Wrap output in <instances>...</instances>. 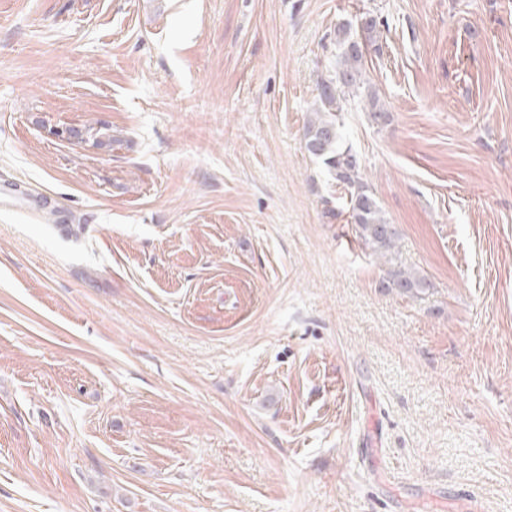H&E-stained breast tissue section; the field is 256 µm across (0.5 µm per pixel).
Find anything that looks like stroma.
<instances>
[{
  "label": "stroma",
  "instance_id": "1",
  "mask_svg": "<svg viewBox=\"0 0 512 512\" xmlns=\"http://www.w3.org/2000/svg\"><path fill=\"white\" fill-rule=\"evenodd\" d=\"M3 182L0 512H512V0H0ZM376 20H361V37L343 25L336 30V66L333 74L319 83V107L315 118L305 128L307 151L319 159L336 187L345 192L347 207L359 237L375 252L385 255L395 246L396 230L388 224L363 178L362 164L357 153L343 135L337 113L355 98L364 102L376 121L385 118L386 111L376 95L364 86L363 64L368 46H374ZM362 97V98H361ZM427 282L413 274L401 270L391 269L387 273V287L394 288L402 294L419 295L426 288Z\"/></svg>",
  "mask_w": 512,
  "mask_h": 512
}]
</instances>
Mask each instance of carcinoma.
<instances>
[{
    "label": "carcinoma",
    "mask_w": 512,
    "mask_h": 512,
    "mask_svg": "<svg viewBox=\"0 0 512 512\" xmlns=\"http://www.w3.org/2000/svg\"><path fill=\"white\" fill-rule=\"evenodd\" d=\"M376 20H361V37L354 36L343 25L336 30V66L333 74L319 83V107L315 118L305 128L307 151L319 159L336 187L345 192L351 220L356 224L359 237L374 251L383 255L395 246L396 230L388 224L363 178L362 164L357 153L343 135L337 113L355 98L364 102L363 108L377 121L385 118L386 111L376 95L365 87L364 58L368 47L375 44ZM427 282L413 274L391 269L387 273V287L402 294L419 295Z\"/></svg>",
    "instance_id": "obj_1"
}]
</instances>
